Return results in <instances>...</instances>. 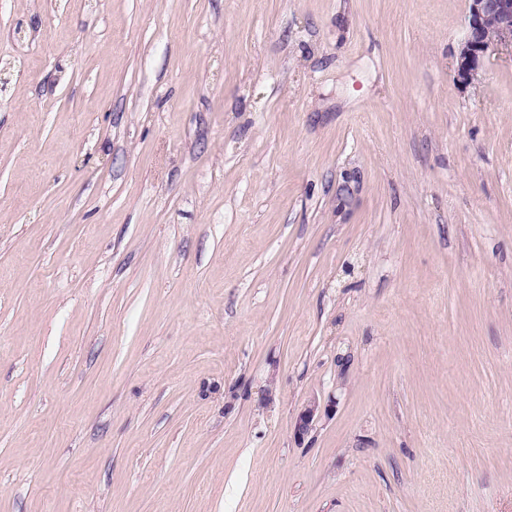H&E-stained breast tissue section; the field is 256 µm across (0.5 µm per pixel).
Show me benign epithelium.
Listing matches in <instances>:
<instances>
[{
  "instance_id": "obj_1",
  "label": "benign epithelium",
  "mask_w": 512,
  "mask_h": 512,
  "mask_svg": "<svg viewBox=\"0 0 512 512\" xmlns=\"http://www.w3.org/2000/svg\"><path fill=\"white\" fill-rule=\"evenodd\" d=\"M512 49V0H469L467 29L455 55L456 79L466 85L478 79L487 55L498 48ZM330 413L317 400L301 412L294 436L301 442Z\"/></svg>"
}]
</instances>
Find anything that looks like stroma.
<instances>
[{
	"label": "stroma",
	"mask_w": 512,
	"mask_h": 512,
	"mask_svg": "<svg viewBox=\"0 0 512 512\" xmlns=\"http://www.w3.org/2000/svg\"><path fill=\"white\" fill-rule=\"evenodd\" d=\"M468 11L0 0V512H512V54L459 84ZM330 408L322 409L321 404L317 400H312L301 412L294 426V436L297 441L301 442L320 421L322 414L329 415Z\"/></svg>",
	"instance_id": "1"
}]
</instances>
